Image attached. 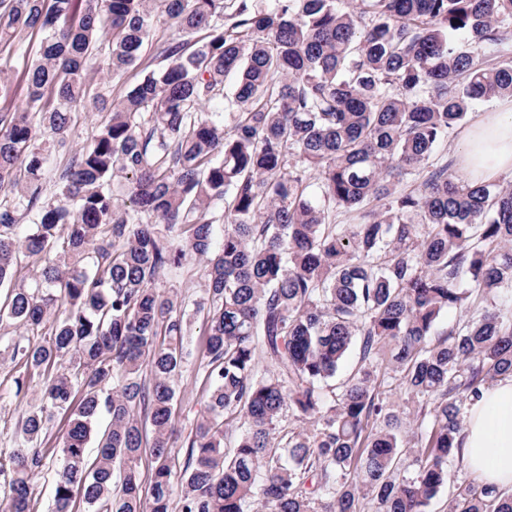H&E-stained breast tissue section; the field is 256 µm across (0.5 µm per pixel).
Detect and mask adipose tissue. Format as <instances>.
I'll use <instances>...</instances> for the list:
<instances>
[{"instance_id": "adipose-tissue-1", "label": "adipose tissue", "mask_w": 512, "mask_h": 512, "mask_svg": "<svg viewBox=\"0 0 512 512\" xmlns=\"http://www.w3.org/2000/svg\"><path fill=\"white\" fill-rule=\"evenodd\" d=\"M471 182L512 170V108L481 114L464 132L456 153ZM463 458L483 481L512 492V378L490 385L469 411Z\"/></svg>"}]
</instances>
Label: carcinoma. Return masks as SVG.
I'll return each mask as SVG.
<instances>
[{
	"mask_svg": "<svg viewBox=\"0 0 512 512\" xmlns=\"http://www.w3.org/2000/svg\"><path fill=\"white\" fill-rule=\"evenodd\" d=\"M168 22L203 37L109 107L90 93L101 51L120 79ZM35 32L20 80L0 70V325L41 337L12 345L40 404L0 512H32L59 415L52 512H428L448 485L449 512H512L452 470L465 410L512 376V185L436 155L512 97V0H0L1 49ZM79 106L105 115L48 197ZM192 262L210 391L179 466L190 321L153 284Z\"/></svg>",
	"mask_w": 512,
	"mask_h": 512,
	"instance_id": "cac0c4a2",
	"label": "carcinoma"
}]
</instances>
